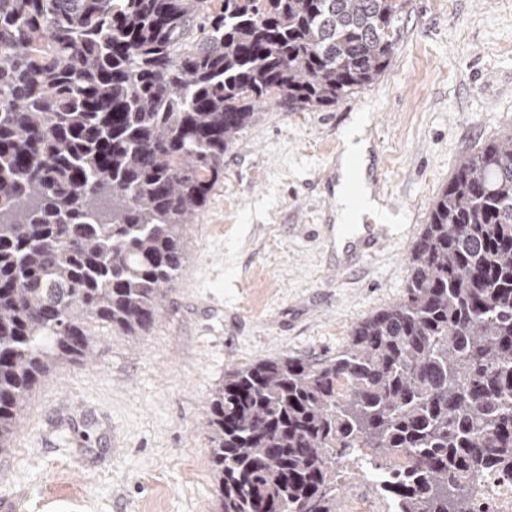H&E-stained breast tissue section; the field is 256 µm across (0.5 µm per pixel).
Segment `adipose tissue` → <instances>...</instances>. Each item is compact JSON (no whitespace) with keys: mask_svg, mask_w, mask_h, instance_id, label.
I'll use <instances>...</instances> for the list:
<instances>
[{"mask_svg":"<svg viewBox=\"0 0 512 512\" xmlns=\"http://www.w3.org/2000/svg\"><path fill=\"white\" fill-rule=\"evenodd\" d=\"M368 140L360 128H351L343 138L342 151L336 160L341 179L336 187V221L340 224H359L363 219L378 220L380 207L372 196H365L360 208H353L351 192L346 176L350 167L366 169Z\"/></svg>","mask_w":512,"mask_h":512,"instance_id":"adipose-tissue-1","label":"adipose tissue"}]
</instances>
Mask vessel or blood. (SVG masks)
Instances as JSON below:
<instances>
[{
	"instance_id": "1",
	"label": "vessel or blood",
	"mask_w": 512,
	"mask_h": 512,
	"mask_svg": "<svg viewBox=\"0 0 512 512\" xmlns=\"http://www.w3.org/2000/svg\"><path fill=\"white\" fill-rule=\"evenodd\" d=\"M328 245L338 246V269L366 263L377 257L389 244V227L385 224H332L324 226Z\"/></svg>"
}]
</instances>
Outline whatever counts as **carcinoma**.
Returning <instances> with one entry per match:
<instances>
[{"label":"carcinoma","instance_id":"obj_1","mask_svg":"<svg viewBox=\"0 0 512 512\" xmlns=\"http://www.w3.org/2000/svg\"><path fill=\"white\" fill-rule=\"evenodd\" d=\"M215 2L0 0V455L57 363L155 324L269 96L317 110L374 84L402 8ZM510 399L512 129L459 159L404 297L336 356L226 372L205 423L220 512H337L358 449L394 512H470V477L512 471Z\"/></svg>","mask_w":512,"mask_h":512}]
</instances>
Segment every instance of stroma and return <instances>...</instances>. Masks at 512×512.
<instances>
[{
  "mask_svg": "<svg viewBox=\"0 0 512 512\" xmlns=\"http://www.w3.org/2000/svg\"><path fill=\"white\" fill-rule=\"evenodd\" d=\"M406 235L336 276L321 226L355 120ZM512 128V0H404L382 77L335 106L261 110L224 156L184 269L151 330L108 333L92 363L61 361L0 455V512H217L204 434L228 369L335 356L359 320L402 298L408 250L459 158ZM338 512L385 502L371 471L336 468Z\"/></svg>",
  "mask_w": 512,
  "mask_h": 512,
  "instance_id": "35a3bbf8",
  "label": "stroma"
}]
</instances>
